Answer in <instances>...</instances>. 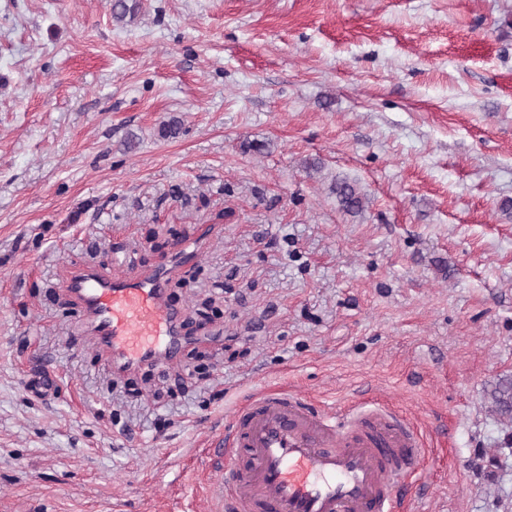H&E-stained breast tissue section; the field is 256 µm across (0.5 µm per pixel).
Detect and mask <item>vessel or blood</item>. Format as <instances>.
<instances>
[{
	"instance_id": "vessel-or-blood-1",
	"label": "vessel or blood",
	"mask_w": 512,
	"mask_h": 512,
	"mask_svg": "<svg viewBox=\"0 0 512 512\" xmlns=\"http://www.w3.org/2000/svg\"><path fill=\"white\" fill-rule=\"evenodd\" d=\"M210 233L199 228L174 244L171 263L137 277L75 265L68 291L111 371L181 357L186 311L168 304V282L174 267L198 259ZM425 454L418 432L388 410L362 405L338 415L284 389L241 402L202 451L224 470L208 486L212 512H412L400 487Z\"/></svg>"
}]
</instances>
